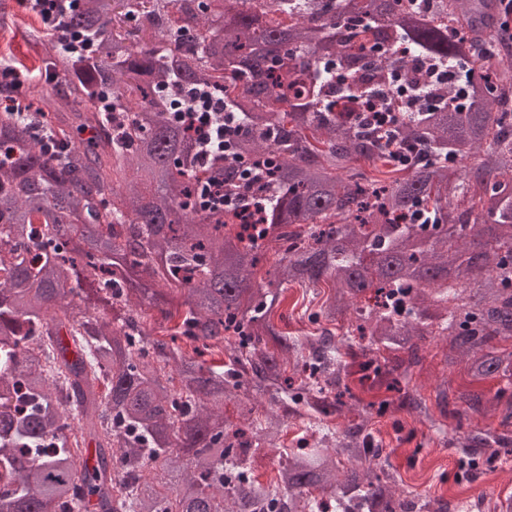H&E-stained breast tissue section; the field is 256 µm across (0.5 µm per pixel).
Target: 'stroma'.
Returning <instances> with one entry per match:
<instances>
[{
    "instance_id": "obj_1",
    "label": "stroma",
    "mask_w": 512,
    "mask_h": 512,
    "mask_svg": "<svg viewBox=\"0 0 512 512\" xmlns=\"http://www.w3.org/2000/svg\"><path fill=\"white\" fill-rule=\"evenodd\" d=\"M6 2L9 16L5 25L0 26V60H9L32 79H39L38 67L50 51L49 30L40 18L26 13L18 0ZM323 295L320 289L289 285L287 300L279 308L289 335L317 334L319 326L311 315ZM444 347V341L428 339L424 346V369L414 373L408 383L409 389L418 391L428 405H435V387L445 378L456 389L478 387L492 392L498 388V380L492 378L472 381L464 365L444 370L440 362ZM371 431L399 490L407 495L442 496L452 503L469 505L471 512H494L497 499L512 494V457L490 464L473 481L465 475V456L450 434L419 422L407 412L391 409L374 417Z\"/></svg>"
}]
</instances>
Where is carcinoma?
Returning a JSON list of instances; mask_svg holds the SVG:
<instances>
[{"label":"carcinoma","mask_w":512,"mask_h":512,"mask_svg":"<svg viewBox=\"0 0 512 512\" xmlns=\"http://www.w3.org/2000/svg\"><path fill=\"white\" fill-rule=\"evenodd\" d=\"M432 2L434 22L412 0H82L59 23L88 53L52 46L21 100L0 81V512H83L90 497L93 512H450L399 493L371 410L332 396L354 338L365 377L395 382L442 336L444 367L505 385L445 381L441 415L512 423V3ZM423 57L464 64L467 106L436 83L429 109L381 131L324 95L325 61L364 58L369 76L348 78L387 91L397 72L419 82ZM193 91L236 113L227 153L200 160L179 120ZM215 175L249 206L211 207ZM322 283L320 334L279 331L271 287ZM166 289L185 294L178 334L228 350L227 369L144 327L149 309L175 317ZM243 387L234 423L224 405ZM265 396L283 413L259 422ZM398 407L433 422L417 392ZM285 413L311 441L278 449ZM347 413L341 433L324 424ZM456 441L477 463L512 453L505 431ZM263 444L286 457L266 485Z\"/></svg>","instance_id":"1"}]
</instances>
